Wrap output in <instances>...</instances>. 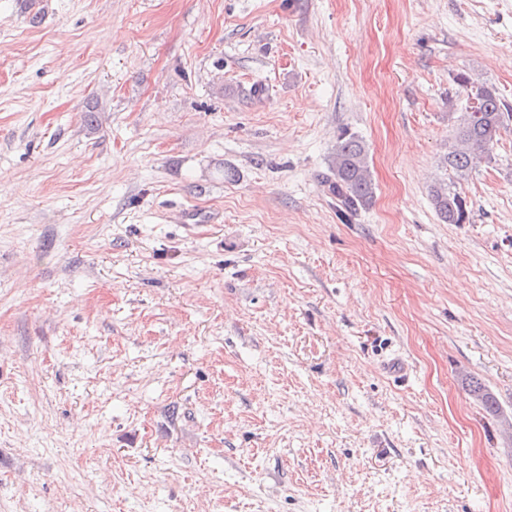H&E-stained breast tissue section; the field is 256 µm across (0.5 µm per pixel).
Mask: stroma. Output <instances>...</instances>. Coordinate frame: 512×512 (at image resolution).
Masks as SVG:
<instances>
[{"instance_id": "stroma-1", "label": "stroma", "mask_w": 512, "mask_h": 512, "mask_svg": "<svg viewBox=\"0 0 512 512\" xmlns=\"http://www.w3.org/2000/svg\"><path fill=\"white\" fill-rule=\"evenodd\" d=\"M461 73L512 114V0H0V512H512V117L446 167ZM330 170L333 178L325 181L328 191L346 211L370 206L375 196V185L367 161L363 141L347 131L337 137ZM431 201L437 215L444 223L464 224L468 220L465 199L448 185L434 186L431 190ZM461 384L476 399L489 414L497 412V402L494 395L487 389L485 384L478 378L465 375Z\"/></svg>"}]
</instances>
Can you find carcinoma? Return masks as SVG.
I'll return each mask as SVG.
<instances>
[{"label": "carcinoma", "instance_id": "obj_1", "mask_svg": "<svg viewBox=\"0 0 512 512\" xmlns=\"http://www.w3.org/2000/svg\"><path fill=\"white\" fill-rule=\"evenodd\" d=\"M456 81L459 86L470 89L476 100L471 111L464 113L455 143L444 158L447 166L463 174L474 162L491 158V148L499 139L506 117L504 105L494 87L476 84L464 73L458 74ZM330 170L332 177L326 180V185L341 207L353 212L372 204L375 185L367 161V151L359 137L346 131L340 133L331 158ZM431 201L443 222L463 224L468 220L465 199L448 185L439 184L433 187ZM461 384L486 412H497L494 395L480 379L465 375Z\"/></svg>", "mask_w": 512, "mask_h": 512}]
</instances>
